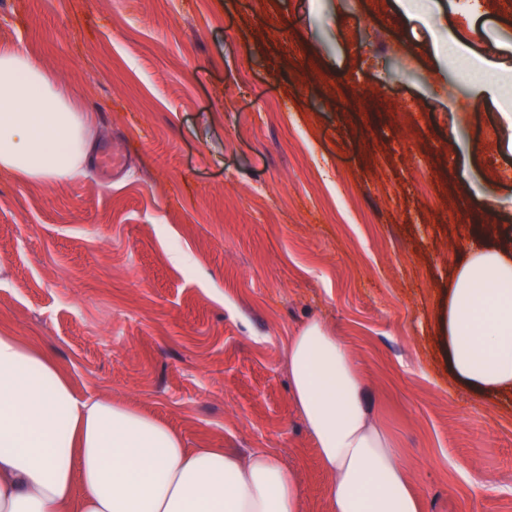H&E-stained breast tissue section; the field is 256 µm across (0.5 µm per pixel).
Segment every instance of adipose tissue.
<instances>
[{
	"label": "adipose tissue",
	"mask_w": 512,
	"mask_h": 512,
	"mask_svg": "<svg viewBox=\"0 0 512 512\" xmlns=\"http://www.w3.org/2000/svg\"><path fill=\"white\" fill-rule=\"evenodd\" d=\"M93 122L40 58L0 48V172L66 180ZM474 233L440 322L452 375L512 389V246ZM297 410L332 481L330 512H422L391 432L367 400L347 343L318 320L285 347ZM0 512H303V489L272 452L188 448L154 416L78 393L53 355L0 336Z\"/></svg>",
	"instance_id": "obj_1"
}]
</instances>
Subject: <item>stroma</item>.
Instances as JSON below:
<instances>
[{
  "label": "stroma",
  "mask_w": 512,
  "mask_h": 512,
  "mask_svg": "<svg viewBox=\"0 0 512 512\" xmlns=\"http://www.w3.org/2000/svg\"><path fill=\"white\" fill-rule=\"evenodd\" d=\"M440 2L0 0V47L39 56L125 159L107 185L92 163L0 174V336L187 447L270 450L328 512L284 359L323 320L423 512H512V392L456 383L436 320L468 236L512 244V6Z\"/></svg>",
  "instance_id": "stroma-1"
}]
</instances>
